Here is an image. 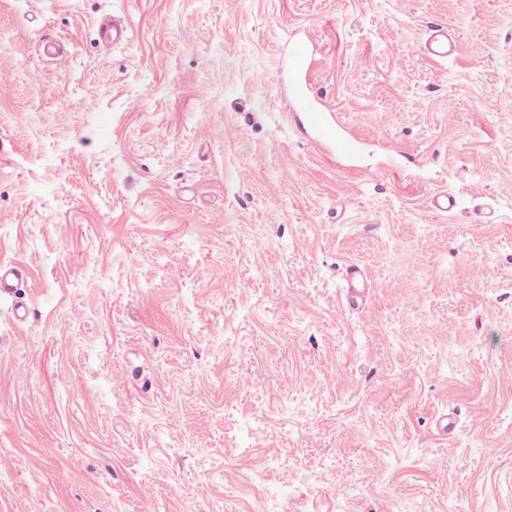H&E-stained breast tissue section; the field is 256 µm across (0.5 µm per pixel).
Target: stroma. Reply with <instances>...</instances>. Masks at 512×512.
I'll list each match as a JSON object with an SVG mask.
<instances>
[{"mask_svg":"<svg viewBox=\"0 0 512 512\" xmlns=\"http://www.w3.org/2000/svg\"><path fill=\"white\" fill-rule=\"evenodd\" d=\"M1 264L0 512H512V0H0ZM99 36L105 43L118 44L128 41L130 30L127 26L121 25L113 17L105 16L102 18L99 29ZM312 43L310 37H299L293 41L295 54V66L292 71V80L296 89L308 85V71H305V61L309 55L310 44ZM308 124L312 131V140L319 146H326L329 143L338 142L343 151H351L352 144L349 141L338 139V123L320 110L310 112Z\"/></svg>","mask_w":512,"mask_h":512,"instance_id":"35a3bbf8","label":"stroma"}]
</instances>
